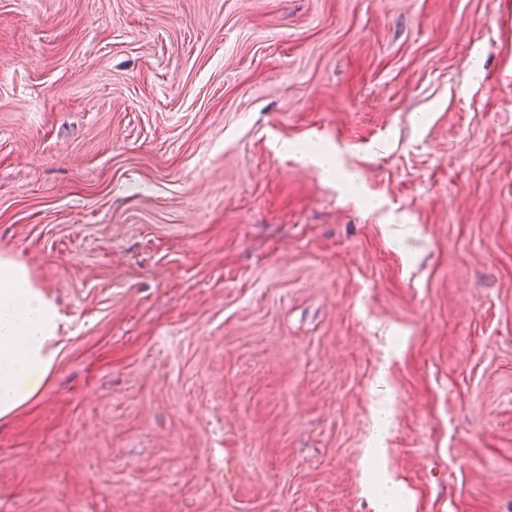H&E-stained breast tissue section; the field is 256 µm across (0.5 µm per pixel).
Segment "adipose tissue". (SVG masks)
<instances>
[{"instance_id": "ef3b65f1", "label": "adipose tissue", "mask_w": 512, "mask_h": 512, "mask_svg": "<svg viewBox=\"0 0 512 512\" xmlns=\"http://www.w3.org/2000/svg\"><path fill=\"white\" fill-rule=\"evenodd\" d=\"M64 323L28 268L0 255V418L40 395L56 366Z\"/></svg>"}]
</instances>
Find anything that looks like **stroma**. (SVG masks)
Wrapping results in <instances>:
<instances>
[{
    "instance_id": "obj_1",
    "label": "stroma",
    "mask_w": 512,
    "mask_h": 512,
    "mask_svg": "<svg viewBox=\"0 0 512 512\" xmlns=\"http://www.w3.org/2000/svg\"><path fill=\"white\" fill-rule=\"evenodd\" d=\"M0 254V512H512V0H0ZM64 320L28 268L0 255V418L43 391L62 347Z\"/></svg>"
}]
</instances>
